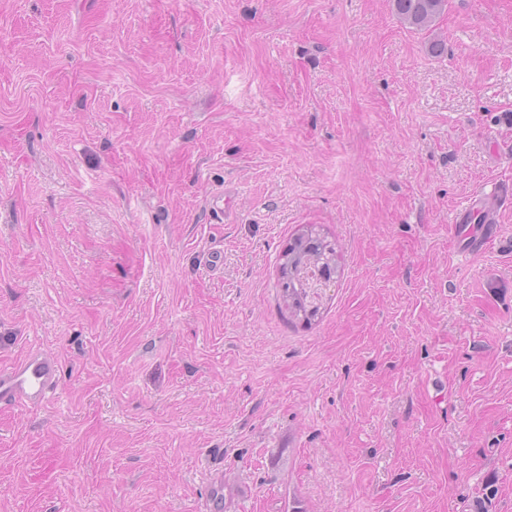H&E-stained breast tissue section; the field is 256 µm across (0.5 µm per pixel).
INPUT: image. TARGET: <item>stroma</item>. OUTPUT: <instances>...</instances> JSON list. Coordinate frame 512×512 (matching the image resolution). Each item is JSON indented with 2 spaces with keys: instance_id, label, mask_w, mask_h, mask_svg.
<instances>
[{
  "instance_id": "35a3bbf8",
  "label": "stroma",
  "mask_w": 512,
  "mask_h": 512,
  "mask_svg": "<svg viewBox=\"0 0 512 512\" xmlns=\"http://www.w3.org/2000/svg\"><path fill=\"white\" fill-rule=\"evenodd\" d=\"M500 181L512 0H0V369L61 364L0 408V512H512ZM308 224L341 274L307 325ZM448 0H393V7L400 19L410 27L425 29L443 15ZM471 210V204L459 210L455 215V224L453 225L455 234L465 241V246L461 249V254L464 256L480 251L486 243L497 238L500 231L499 226L495 224V219L487 214L485 221L487 225L483 227L480 235L474 236L469 226L466 225L469 224ZM283 256L287 261L280 263L281 298L290 318L311 323L319 312V307L313 305L314 289L322 288L321 279L332 280L339 268L336 244L314 225H308L289 240ZM310 271L318 272V285L316 279L310 280ZM60 378L59 361L31 346L9 367L0 369V408L42 407L57 396Z\"/></svg>"
}]
</instances>
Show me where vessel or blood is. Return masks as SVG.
<instances>
[{
  "label": "vessel or blood",
  "mask_w": 512,
  "mask_h": 512,
  "mask_svg": "<svg viewBox=\"0 0 512 512\" xmlns=\"http://www.w3.org/2000/svg\"><path fill=\"white\" fill-rule=\"evenodd\" d=\"M470 208H463L455 215L453 230L463 238L462 255L480 251L484 245L499 235L494 218H487L480 235H473L468 223ZM61 366L56 358L30 347L9 367L0 369V408L41 407L54 399L59 391Z\"/></svg>",
  "instance_id": "vessel-or-blood-1"
}]
</instances>
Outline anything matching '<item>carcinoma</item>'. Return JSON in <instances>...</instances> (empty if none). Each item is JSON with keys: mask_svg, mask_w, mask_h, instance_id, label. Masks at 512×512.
Here are the masks:
<instances>
[{"mask_svg": "<svg viewBox=\"0 0 512 512\" xmlns=\"http://www.w3.org/2000/svg\"><path fill=\"white\" fill-rule=\"evenodd\" d=\"M448 0H393L400 19L411 27L425 29L443 15ZM287 261L280 263L279 288L290 318L310 323L319 312L314 305L316 281L309 272L324 281L334 278L339 268L336 244L322 235L315 226L295 234L283 251Z\"/></svg>", "mask_w": 512, "mask_h": 512, "instance_id": "obj_1", "label": "carcinoma"}]
</instances>
